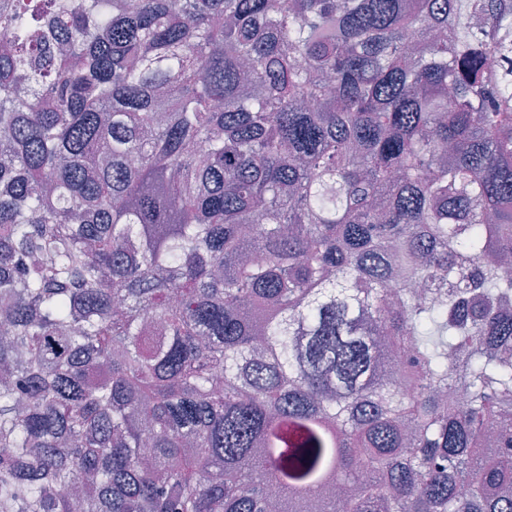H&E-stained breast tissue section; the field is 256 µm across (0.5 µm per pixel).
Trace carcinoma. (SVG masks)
Instances as JSON below:
<instances>
[{"mask_svg": "<svg viewBox=\"0 0 512 512\" xmlns=\"http://www.w3.org/2000/svg\"><path fill=\"white\" fill-rule=\"evenodd\" d=\"M0 28V512H512V0Z\"/></svg>", "mask_w": 512, "mask_h": 512, "instance_id": "obj_1", "label": "carcinoma"}]
</instances>
